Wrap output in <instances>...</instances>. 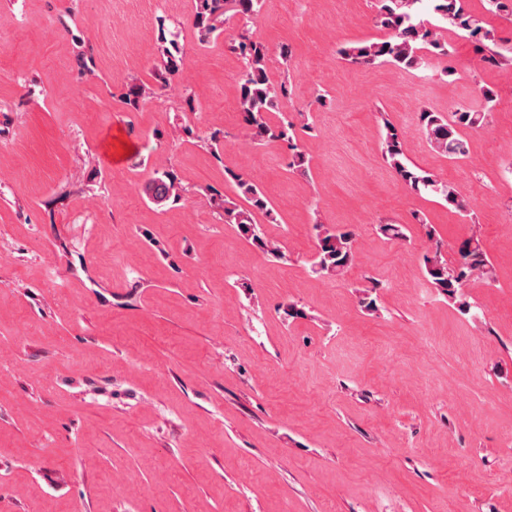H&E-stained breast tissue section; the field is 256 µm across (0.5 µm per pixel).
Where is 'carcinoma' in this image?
Listing matches in <instances>:
<instances>
[{"mask_svg":"<svg viewBox=\"0 0 512 512\" xmlns=\"http://www.w3.org/2000/svg\"><path fill=\"white\" fill-rule=\"evenodd\" d=\"M379 3L377 22L390 35L382 41H367L339 49L341 59L351 65L387 62L399 69L428 70V61L448 56V41L442 32L453 29L475 40L485 66H512V45L497 39L493 30L485 27L483 19L466 9L465 0H379ZM265 4L266 0H196L192 26L199 43L207 45L223 33L227 16L239 19L238 32L224 38V50L242 62L237 111L243 133L256 146L286 145L290 151L289 167L304 173L309 168V159L300 133L313 131V125L305 113L292 114L286 109L285 101L291 96L288 82L271 79L270 49L253 37L250 28L264 11ZM160 43L163 61L155 68L153 77L168 85L179 70L180 59L175 55L177 40H169L163 33ZM481 96L483 104L476 111L461 109L447 115L428 109L419 112L420 124L434 150L453 160L467 155V144L460 129L484 127L498 101L497 94L491 89L482 90ZM377 123L381 130L383 161L410 192L437 197L458 210L467 209V202L456 185L411 163L387 113L377 112ZM225 173L233 183L234 195H226L218 203L219 220L236 227L263 253L287 259L283 246L268 238L257 220L260 215H271L267 196L246 174L230 169ZM151 191L162 201L176 202L181 199L184 187L175 173L162 171L152 179ZM314 224L317 230L314 270L320 276L332 279L353 259L356 232L326 227L317 218ZM458 254L461 262L455 265L448 263L438 251L425 256V274L431 287L458 305L461 314L467 315L471 305L465 288L490 277V262L479 241L473 237L461 242Z\"/></svg>","mask_w":512,"mask_h":512,"instance_id":"obj_1","label":"carcinoma"}]
</instances>
